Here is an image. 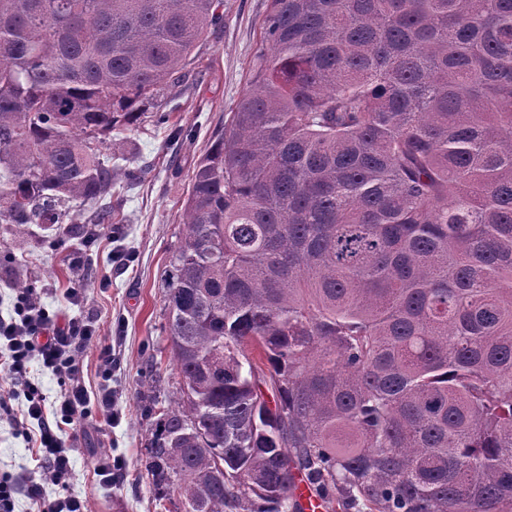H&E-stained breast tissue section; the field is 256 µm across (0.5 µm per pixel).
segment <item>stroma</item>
<instances>
[{
    "label": "stroma",
    "instance_id": "1",
    "mask_svg": "<svg viewBox=\"0 0 512 512\" xmlns=\"http://www.w3.org/2000/svg\"><path fill=\"white\" fill-rule=\"evenodd\" d=\"M267 0H224V26L213 31L194 52L180 87L154 103L166 111L165 123L143 122L113 132L108 153L118 168L110 197L121 227L117 240L97 239L91 247L65 238L48 243V230L31 225L21 237L0 224V243L18 263L10 276L0 277V316H9L20 284L42 291L48 309L86 317L112 345V393L117 421L91 427L74 439L71 487L86 497L90 512H158L145 471V446L156 428L152 401L168 403L178 378L168 364L163 327L167 317L163 279L183 230L182 218L189 178L198 159L222 129L249 85L256 55L262 48L260 25ZM132 255L129 265L113 263L111 254ZM81 252L83 267L73 271L68 257ZM81 288L86 302L68 305L64 292ZM124 462L112 488L98 487L93 462L101 451Z\"/></svg>",
    "mask_w": 512,
    "mask_h": 512
}]
</instances>
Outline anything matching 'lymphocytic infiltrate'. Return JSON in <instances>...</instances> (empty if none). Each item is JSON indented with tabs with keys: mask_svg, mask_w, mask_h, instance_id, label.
<instances>
[{
	"mask_svg": "<svg viewBox=\"0 0 512 512\" xmlns=\"http://www.w3.org/2000/svg\"><path fill=\"white\" fill-rule=\"evenodd\" d=\"M94 337L82 317L49 312L33 288L18 293L9 318H0V376L10 385L9 396H0V412L10 415L34 462L29 472L0 475V512H15L20 496L35 512H88L86 498L70 490L72 440L95 422L112 420L111 345L99 346L98 392L89 393L83 381L78 353ZM36 364L59 380L56 398H48L36 381ZM15 396L23 398L21 408L11 405Z\"/></svg>",
	"mask_w": 512,
	"mask_h": 512,
	"instance_id": "1",
	"label": "lymphocytic infiltrate"
}]
</instances>
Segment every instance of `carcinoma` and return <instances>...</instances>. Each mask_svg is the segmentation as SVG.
<instances>
[{
	"label": "carcinoma",
	"mask_w": 512,
	"mask_h": 512,
	"mask_svg": "<svg viewBox=\"0 0 512 512\" xmlns=\"http://www.w3.org/2000/svg\"><path fill=\"white\" fill-rule=\"evenodd\" d=\"M224 0H0V224H70ZM166 271L175 512H512V0H268Z\"/></svg>",
	"instance_id": "1"
}]
</instances>
